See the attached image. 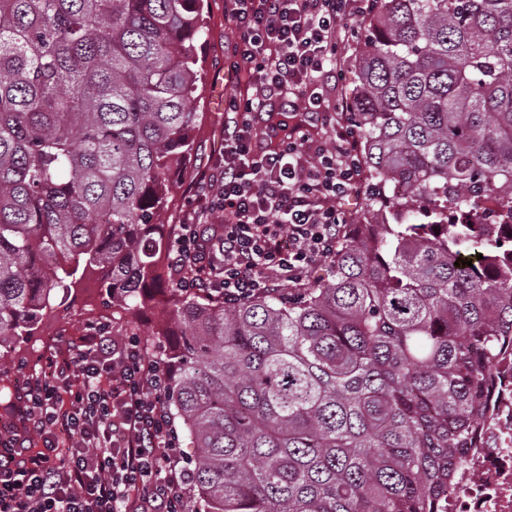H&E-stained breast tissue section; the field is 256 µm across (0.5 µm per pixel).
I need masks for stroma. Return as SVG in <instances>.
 Listing matches in <instances>:
<instances>
[{"label":"stroma","mask_w":512,"mask_h":512,"mask_svg":"<svg viewBox=\"0 0 512 512\" xmlns=\"http://www.w3.org/2000/svg\"><path fill=\"white\" fill-rule=\"evenodd\" d=\"M204 20L206 36L198 44L204 65V83L207 96L197 105L202 120L197 132L196 149L190 166L172 172L173 191L168 210L162 221L179 223L193 197L194 184L199 174L211 169L220 159L219 150L224 142V110L208 99L211 92L222 97L235 94V87L225 85L224 44L229 30L224 21V0H205ZM170 292L162 290L128 310L120 307L105 291L90 289L87 280L73 284L61 293L56 303L58 329L54 336L33 335L17 342L0 364V388L20 386L31 375L47 376L50 362L58 355L65 342L75 341L91 322H108L113 335L121 336L134 331L146 342L150 353L164 354L169 347L165 329L170 321Z\"/></svg>","instance_id":"stroma-1"}]
</instances>
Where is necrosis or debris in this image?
Segmentation results:
<instances>
[{
    "label": "necrosis or debris",
    "mask_w": 512,
    "mask_h": 512,
    "mask_svg": "<svg viewBox=\"0 0 512 512\" xmlns=\"http://www.w3.org/2000/svg\"><path fill=\"white\" fill-rule=\"evenodd\" d=\"M439 512H512V345L496 360L486 410L443 491Z\"/></svg>",
    "instance_id": "4bbe7bcc"
}]
</instances>
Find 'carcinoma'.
Masks as SVG:
<instances>
[{
  "mask_svg": "<svg viewBox=\"0 0 512 512\" xmlns=\"http://www.w3.org/2000/svg\"><path fill=\"white\" fill-rule=\"evenodd\" d=\"M203 12L0 0V361L80 271L130 307L169 287ZM354 69L380 223L294 297L174 300L165 402L201 512H434L512 337V0H381ZM479 197L502 214L454 209Z\"/></svg>",
  "mask_w": 512,
  "mask_h": 512,
  "instance_id": "cac0c4a2",
  "label": "carcinoma"
}]
</instances>
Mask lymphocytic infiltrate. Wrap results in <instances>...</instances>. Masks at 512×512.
Returning a JSON list of instances; mask_svg holds the SVG:
<instances>
[{"label":"lymphocytic infiltrate","instance_id":"obj_1","mask_svg":"<svg viewBox=\"0 0 512 512\" xmlns=\"http://www.w3.org/2000/svg\"><path fill=\"white\" fill-rule=\"evenodd\" d=\"M375 0H224L241 91L223 162L168 247L176 288L235 306L336 257L362 167L349 99L324 79ZM327 136H320V129ZM171 369L130 332L94 329L0 413V512H192L165 407Z\"/></svg>","mask_w":512,"mask_h":512}]
</instances>
